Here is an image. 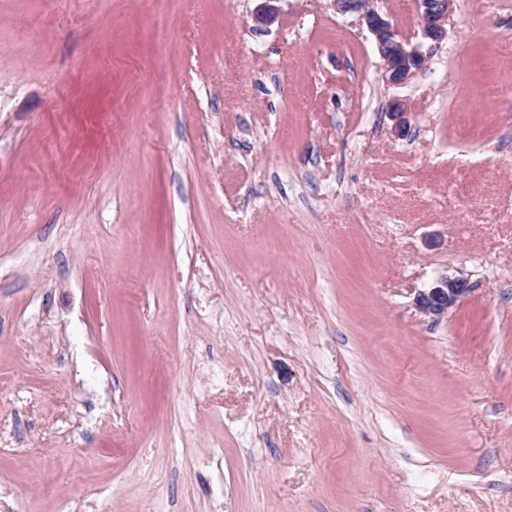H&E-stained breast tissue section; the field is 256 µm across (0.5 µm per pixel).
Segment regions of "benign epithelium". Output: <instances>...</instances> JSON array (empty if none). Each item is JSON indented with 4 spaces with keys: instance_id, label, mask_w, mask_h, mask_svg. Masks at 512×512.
I'll return each instance as SVG.
<instances>
[{
    "instance_id": "1",
    "label": "benign epithelium",
    "mask_w": 512,
    "mask_h": 512,
    "mask_svg": "<svg viewBox=\"0 0 512 512\" xmlns=\"http://www.w3.org/2000/svg\"><path fill=\"white\" fill-rule=\"evenodd\" d=\"M281 0H260L253 14L255 26L268 29L281 14ZM382 0H331L333 10L354 15L373 36L382 60V79L388 85H403L426 69L433 50L448 39L446 22L456 0H415L418 19L417 40L403 38L381 8ZM472 290L468 277L461 273L439 272L427 288L419 291L414 304L419 312L439 319L448 314Z\"/></svg>"
}]
</instances>
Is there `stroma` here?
<instances>
[{
    "mask_svg": "<svg viewBox=\"0 0 512 512\" xmlns=\"http://www.w3.org/2000/svg\"><path fill=\"white\" fill-rule=\"evenodd\" d=\"M257 4L0 0V512H512V0ZM261 3L257 6L253 14V21L257 28L267 30L270 26L275 24L281 14L278 5L282 0H258ZM336 14L355 15L373 36L382 60V79L388 85H403L425 70L433 50L448 38L445 27L456 0H415L417 40L403 38L381 8L382 0H331ZM472 290L468 277L461 273L439 272L427 288L419 291L414 304L419 312L439 319L448 314L462 298Z\"/></svg>",
    "mask_w": 512,
    "mask_h": 512,
    "instance_id": "35a3bbf8",
    "label": "stroma"
}]
</instances>
